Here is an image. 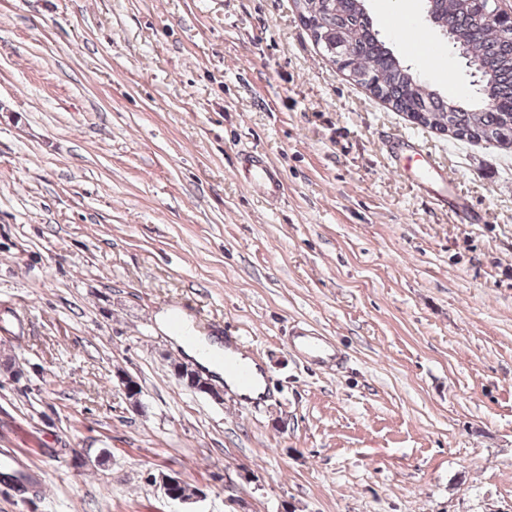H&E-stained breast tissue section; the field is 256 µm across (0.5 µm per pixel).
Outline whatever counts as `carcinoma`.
<instances>
[{"label":"carcinoma","instance_id":"1","mask_svg":"<svg viewBox=\"0 0 512 512\" xmlns=\"http://www.w3.org/2000/svg\"><path fill=\"white\" fill-rule=\"evenodd\" d=\"M426 21L481 67L479 96L465 103L446 98L421 80L374 30L365 0H297L299 20L316 43L341 40L349 55L344 73L393 110L422 118L431 128L512 147V28L487 17L473 0H423Z\"/></svg>","mask_w":512,"mask_h":512}]
</instances>
